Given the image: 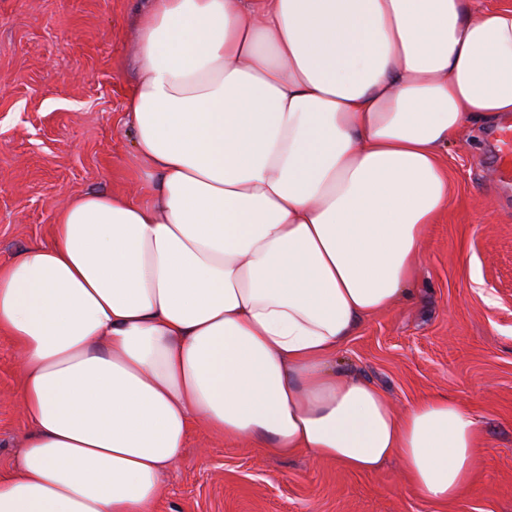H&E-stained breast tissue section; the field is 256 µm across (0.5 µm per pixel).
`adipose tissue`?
Instances as JSON below:
<instances>
[{
	"instance_id": "adipose-tissue-1",
	"label": "adipose tissue",
	"mask_w": 512,
	"mask_h": 512,
	"mask_svg": "<svg viewBox=\"0 0 512 512\" xmlns=\"http://www.w3.org/2000/svg\"><path fill=\"white\" fill-rule=\"evenodd\" d=\"M126 101L146 199L60 204L0 266L30 427L0 512H152L192 427L462 496L481 433L333 368L408 297L448 206L439 157L512 114V7L146 0Z\"/></svg>"
}]
</instances>
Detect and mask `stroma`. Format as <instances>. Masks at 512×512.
<instances>
[{
	"label": "stroma",
	"instance_id": "35a3bbf8",
	"mask_svg": "<svg viewBox=\"0 0 512 512\" xmlns=\"http://www.w3.org/2000/svg\"><path fill=\"white\" fill-rule=\"evenodd\" d=\"M141 0H0V264L49 241L56 207L87 192L144 195L125 115ZM495 131L469 128L444 153L447 210L426 233L411 298L365 320L336 366L398 412L445 393L483 440L457 501L413 494L396 463L353 472L298 452L268 458L193 429L154 512H512V182ZM14 344L0 335V476L29 433Z\"/></svg>",
	"mask_w": 512,
	"mask_h": 512
}]
</instances>
